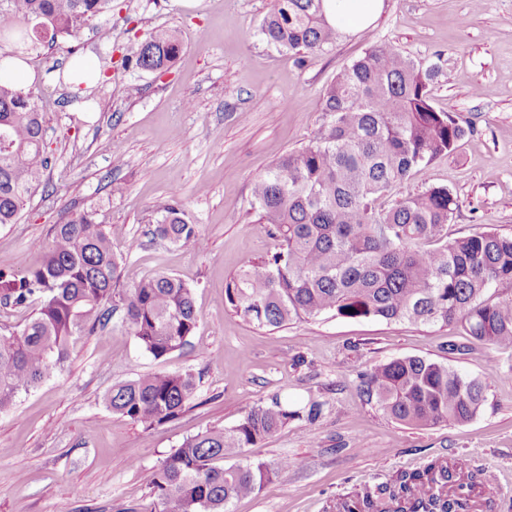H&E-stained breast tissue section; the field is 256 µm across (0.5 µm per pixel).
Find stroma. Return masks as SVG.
<instances>
[{"label": "stroma", "instance_id": "obj_1", "mask_svg": "<svg viewBox=\"0 0 512 512\" xmlns=\"http://www.w3.org/2000/svg\"><path fill=\"white\" fill-rule=\"evenodd\" d=\"M274 0H112L111 13L74 48L29 52L46 112L52 163L18 223L0 226V271L39 265L67 213L95 209L122 259V288L168 273L194 289L198 327L156 359L114 312L106 333L73 338L63 369L20 393L0 414V512H150L146 471L186 439L233 427L249 403L322 404L315 421H289L245 461L294 468L236 500L232 512H336L338 499L392 482L434 460L464 457L480 485L473 512H512V352L440 327L324 315L269 329L228 304L244 263L280 249L251 206L253 181L315 141L327 86L370 43H394L437 64L432 103L472 132L453 154L413 170L405 192L447 188L457 202L449 238L492 228L512 235V0H384L368 34L342 33L299 65L258 26ZM158 29L183 50L170 67L122 64L121 51ZM95 63L92 86L74 87L72 60ZM204 250L152 238L174 189ZM468 349L449 353L452 341ZM448 364L488 387L464 424H400L359 391V372L403 357ZM193 373V399L172 421L144 428L112 413V385L151 373Z\"/></svg>", "mask_w": 512, "mask_h": 512}]
</instances>
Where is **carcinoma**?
Instances as JSON below:
<instances>
[{"label":"carcinoma","instance_id":"obj_1","mask_svg":"<svg viewBox=\"0 0 512 512\" xmlns=\"http://www.w3.org/2000/svg\"><path fill=\"white\" fill-rule=\"evenodd\" d=\"M112 0H0V61L47 38L74 40ZM259 33L304 64L336 45L340 33L323 0H276ZM182 49L173 31L158 30L125 58V65L160 70ZM436 64L415 61L389 42L369 46L325 93L327 124L317 141L276 161L252 186V206L272 226L282 248L248 261L227 285L235 311L263 328L332 313L427 325L456 324L461 334L512 350V235L493 230L448 239L456 200L443 187L409 193L391 207L378 200L412 171L453 153L471 127L432 104ZM45 113L31 88L0 81V225L15 224L50 165L44 150ZM152 234L173 244L203 246L177 193ZM121 261L94 210L53 225L40 265L20 276L0 273V305L26 309L40 301L19 331L0 332V413L18 393L63 366L72 338L102 332L112 303L142 349L159 359L181 348L198 323L193 288L159 273L119 290ZM362 393L392 420L418 428L466 423L487 402L485 386L460 371L421 357L397 358L362 375ZM196 378L154 373L112 387V413L145 427L174 419L191 400ZM322 404L301 410L276 401L248 405L231 428H213L182 443L145 482L154 512H229L290 466L224 460L275 434L289 420H315ZM474 475L459 460L432 461L402 472L377 493L388 512H469ZM366 490L336 512H377Z\"/></svg>","mask_w":512,"mask_h":512}]
</instances>
